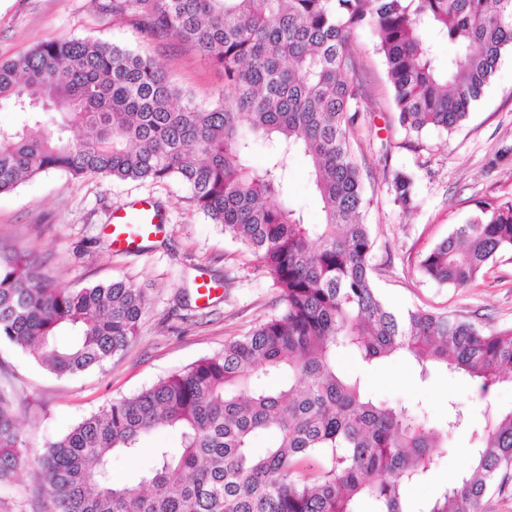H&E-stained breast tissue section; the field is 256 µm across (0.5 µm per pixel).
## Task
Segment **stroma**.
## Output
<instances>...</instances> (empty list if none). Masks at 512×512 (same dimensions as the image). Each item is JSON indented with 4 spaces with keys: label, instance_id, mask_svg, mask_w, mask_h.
<instances>
[{
    "label": "stroma",
    "instance_id": "35a3bbf8",
    "mask_svg": "<svg viewBox=\"0 0 512 512\" xmlns=\"http://www.w3.org/2000/svg\"><path fill=\"white\" fill-rule=\"evenodd\" d=\"M104 40L152 55L196 102L209 103L224 89V77L188 47L172 39H148L127 18L96 8L92 0H0V60L44 40ZM368 98L358 121L357 155L371 200L367 222L375 240L371 263L382 298L394 309L424 308L481 322L490 329L512 326V262L491 268L477 285L453 288L427 279L424 256L476 212L478 201H512V52L454 132L430 130L406 136L396 122L393 90L376 40L355 38ZM410 174L413 202L394 200L395 172ZM177 182L115 181L97 175L74 178L61 170L37 175L0 195V245L28 255L57 286L70 290L114 280L145 292L147 312L136 339L103 367L59 377L0 345V382L15 394V416L30 455L84 416L112 400L132 396L197 360L214 355L226 340L245 335L276 314L279 291L259 260L225 235L187 199ZM147 201L165 218L155 237L131 254L112 249V214ZM209 281L210 299L198 285ZM343 366L362 377L367 392L389 402L421 404L434 423L451 408L466 423L449 438L448 452L427 480L408 492L411 507L436 497L449 476L467 471L485 420L466 377L443 372L421 379L403 360L362 365L341 354ZM174 436L144 437L138 452L112 458V478L129 483L153 460L154 449L174 445Z\"/></svg>",
    "mask_w": 512,
    "mask_h": 512
}]
</instances>
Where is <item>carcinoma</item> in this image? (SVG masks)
Returning a JSON list of instances; mask_svg holds the SVG:
<instances>
[{"instance_id":"carcinoma-1","label":"carcinoma","mask_w":512,"mask_h":512,"mask_svg":"<svg viewBox=\"0 0 512 512\" xmlns=\"http://www.w3.org/2000/svg\"><path fill=\"white\" fill-rule=\"evenodd\" d=\"M147 37L173 38L224 75L210 106L182 100L154 58L80 38L35 44L0 60V105L30 114L0 126V194L43 172L74 178L176 181L188 200L258 257L282 308L224 350L131 397L112 401L28 456L0 385V489L38 472L39 512H406L404 491L440 464L463 413L435 425L422 409L367 395L342 370L346 351L366 364L406 359L476 383L485 432L472 465L418 512H483L512 467V407L493 392L512 383V327L419 308L391 310L370 275L361 170L351 146L367 92L353 39L377 38L406 135L448 132L469 116L512 50V0H108ZM448 44V61L438 53ZM85 129L80 137L64 131ZM269 152L250 160L254 144ZM320 200L305 221L287 197L294 157ZM407 205L414 182L398 172ZM512 259V202L477 213L421 261L430 280L468 288ZM143 293L118 280L56 286L28 259L0 247V342L58 376L101 367L138 335ZM169 431L154 464L112 481L114 452ZM268 446L258 452L256 437Z\"/></svg>"}]
</instances>
